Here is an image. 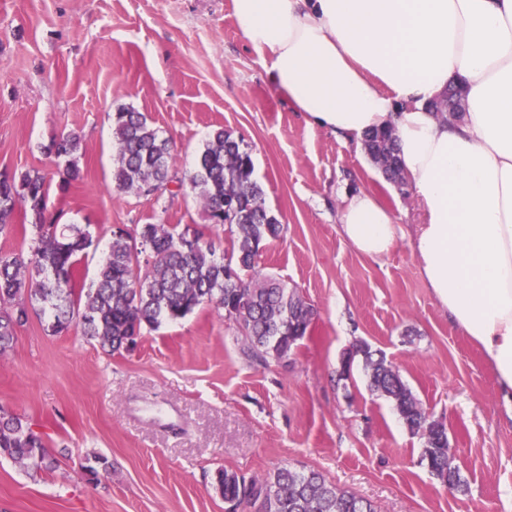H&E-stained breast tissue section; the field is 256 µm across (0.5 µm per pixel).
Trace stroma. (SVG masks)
<instances>
[{
	"label": "stroma",
	"instance_id": "35a3bbf8",
	"mask_svg": "<svg viewBox=\"0 0 512 512\" xmlns=\"http://www.w3.org/2000/svg\"><path fill=\"white\" fill-rule=\"evenodd\" d=\"M145 113L191 170L211 133L232 130L283 232L259 263L315 316L284 360L247 356L237 324L202 306L105 352L74 325L49 335L42 315L0 356V407L28 417L59 461L33 473L0 458V512H225L218 469L263 478L315 469L378 512H512V407L481 351L435 302L409 239L357 253L340 232L343 197L360 191L398 224L418 221L411 186L388 181L364 148L309 127L240 36L232 0H0V171L48 174L47 218L88 226L90 284L114 225L204 224L192 193L112 189L119 107ZM77 135L80 180L60 192L54 140ZM368 342L443 420L464 482L441 484L393 403L371 393ZM108 461L97 480L87 458Z\"/></svg>",
	"mask_w": 512,
	"mask_h": 512
}]
</instances>
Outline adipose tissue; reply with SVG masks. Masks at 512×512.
Instances as JSON below:
<instances>
[{
	"label": "adipose tissue",
	"mask_w": 512,
	"mask_h": 512,
	"mask_svg": "<svg viewBox=\"0 0 512 512\" xmlns=\"http://www.w3.org/2000/svg\"><path fill=\"white\" fill-rule=\"evenodd\" d=\"M233 12L311 127L357 144L392 130L421 273L512 405V0H233ZM452 81L466 112L445 121L429 104ZM340 230L372 259L401 233L366 192L345 199Z\"/></svg>",
	"instance_id": "1"
}]
</instances>
